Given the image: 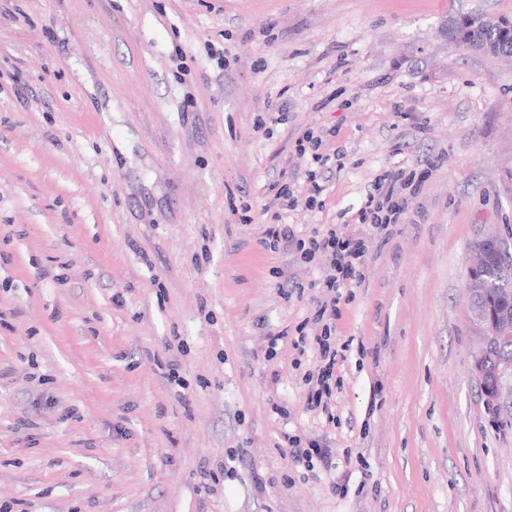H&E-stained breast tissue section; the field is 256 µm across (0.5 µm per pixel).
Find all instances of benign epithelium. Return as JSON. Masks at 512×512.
Segmentation results:
<instances>
[{
	"mask_svg": "<svg viewBox=\"0 0 512 512\" xmlns=\"http://www.w3.org/2000/svg\"><path fill=\"white\" fill-rule=\"evenodd\" d=\"M506 249L505 240L494 230L478 238L470 252L469 272L486 277V253ZM471 324L472 370L485 397L488 414L496 419L501 416L504 394L512 395V318L497 316L491 308L476 304L472 306Z\"/></svg>",
	"mask_w": 512,
	"mask_h": 512,
	"instance_id": "7a95c632",
	"label": "benign epithelium"
}]
</instances>
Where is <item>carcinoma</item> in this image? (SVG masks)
I'll return each mask as SVG.
<instances>
[{
  "label": "carcinoma",
  "mask_w": 512,
  "mask_h": 512,
  "mask_svg": "<svg viewBox=\"0 0 512 512\" xmlns=\"http://www.w3.org/2000/svg\"><path fill=\"white\" fill-rule=\"evenodd\" d=\"M486 18L485 14L473 13L454 20L448 26V37L464 48L502 58L505 51L512 52V19L498 16L495 23L488 24ZM490 273L512 281V258L497 256Z\"/></svg>",
  "instance_id": "1"
}]
</instances>
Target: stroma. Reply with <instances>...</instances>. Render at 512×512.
Returning a JSON list of instances; mask_svg holds the SVG:
<instances>
[{
	"label": "stroma",
	"mask_w": 512,
	"mask_h": 512,
	"mask_svg": "<svg viewBox=\"0 0 512 512\" xmlns=\"http://www.w3.org/2000/svg\"><path fill=\"white\" fill-rule=\"evenodd\" d=\"M470 13L512 0H0V512H512L464 291L512 238V58L449 40ZM399 168L310 408L323 262L262 246L271 187L361 238ZM413 179L414 176L404 178L402 172L385 171L381 174L358 209L359 224H367L378 234L389 235L392 227L401 223L404 212V206L397 199ZM506 249L505 240L494 230H489L478 238L476 246L470 252L468 269L472 275L487 279L486 253L488 250H498L502 253ZM489 285H493L487 279ZM308 445L309 448L296 447L293 449L292 453L299 463L310 466V464L312 465V460L315 457L316 459H319L324 466H332V455L328 448H321L316 442H311ZM310 468L312 467L310 466Z\"/></svg>",
	"instance_id": "obj_1"
}]
</instances>
